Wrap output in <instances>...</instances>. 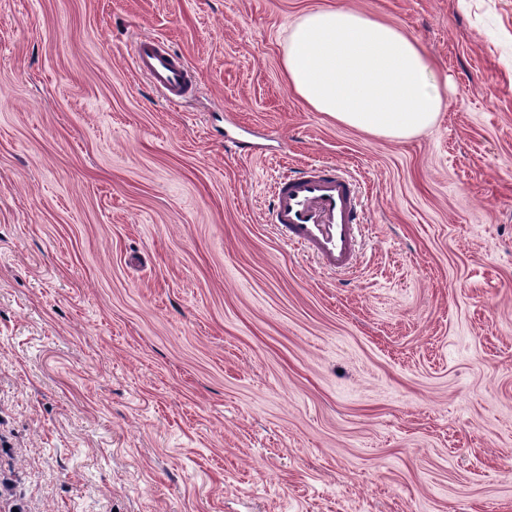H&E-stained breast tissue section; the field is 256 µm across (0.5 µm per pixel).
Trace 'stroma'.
<instances>
[{
	"instance_id": "1",
	"label": "stroma",
	"mask_w": 512,
	"mask_h": 512,
	"mask_svg": "<svg viewBox=\"0 0 512 512\" xmlns=\"http://www.w3.org/2000/svg\"><path fill=\"white\" fill-rule=\"evenodd\" d=\"M336 4L435 60L433 127L291 93ZM318 160L365 189L350 274L268 222ZM0 480V512H512V0H0ZM132 60L135 71L148 79L170 103H183L196 88L188 62L171 51L160 37L146 34L137 38Z\"/></svg>"
}]
</instances>
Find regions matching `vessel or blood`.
Segmentation results:
<instances>
[{
  "label": "vessel or blood",
  "mask_w": 512,
  "mask_h": 512,
  "mask_svg": "<svg viewBox=\"0 0 512 512\" xmlns=\"http://www.w3.org/2000/svg\"><path fill=\"white\" fill-rule=\"evenodd\" d=\"M133 67L168 102L182 103L196 88L188 62L155 35L137 38ZM271 222L280 239L307 249L328 271H350L357 265L364 223L362 188L337 164L305 165L277 180Z\"/></svg>",
  "instance_id": "obj_1"
}]
</instances>
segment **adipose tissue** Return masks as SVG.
Instances as JSON below:
<instances>
[{"label":"adipose tissue","mask_w":512,"mask_h":512,"mask_svg":"<svg viewBox=\"0 0 512 512\" xmlns=\"http://www.w3.org/2000/svg\"><path fill=\"white\" fill-rule=\"evenodd\" d=\"M283 69L290 91L315 111L396 141L432 127L447 92L421 45L396 26L343 7L297 19Z\"/></svg>","instance_id":"adipose-tissue-1"}]
</instances>
